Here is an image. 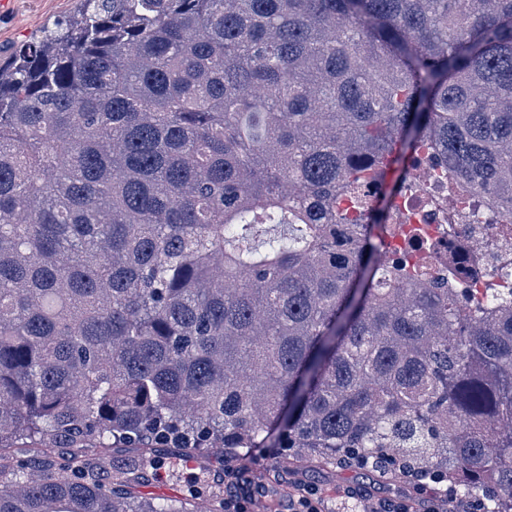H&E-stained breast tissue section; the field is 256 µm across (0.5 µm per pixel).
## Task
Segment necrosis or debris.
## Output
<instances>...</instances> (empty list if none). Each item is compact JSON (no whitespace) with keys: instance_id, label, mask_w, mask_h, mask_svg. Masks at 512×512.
<instances>
[{"instance_id":"4bbe7bcc","label":"necrosis or debris","mask_w":512,"mask_h":512,"mask_svg":"<svg viewBox=\"0 0 512 512\" xmlns=\"http://www.w3.org/2000/svg\"><path fill=\"white\" fill-rule=\"evenodd\" d=\"M417 159L429 177L412 170L368 188L371 210L379 201L387 203L385 226L375 231L380 260L410 270L425 253L435 275L452 278L454 287L471 288L481 296L490 288L512 291V267L500 260L503 252L512 251V235L502 233L498 215L474 205L469 190L449 195L450 172L435 149L423 146ZM371 210L362 223H372ZM392 224L403 225L404 234L386 233Z\"/></svg>"}]
</instances>
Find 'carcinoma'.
Wrapping results in <instances>:
<instances>
[{
    "label": "carcinoma",
    "mask_w": 512,
    "mask_h": 512,
    "mask_svg": "<svg viewBox=\"0 0 512 512\" xmlns=\"http://www.w3.org/2000/svg\"><path fill=\"white\" fill-rule=\"evenodd\" d=\"M78 2L0 67V512H224L113 445L278 428L512 512V292L385 266L341 207L430 144L512 222V0Z\"/></svg>",
    "instance_id": "cac0c4a2"
}]
</instances>
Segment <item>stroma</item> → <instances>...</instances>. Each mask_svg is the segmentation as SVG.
<instances>
[{"instance_id": "35a3bbf8", "label": "stroma", "mask_w": 512, "mask_h": 512, "mask_svg": "<svg viewBox=\"0 0 512 512\" xmlns=\"http://www.w3.org/2000/svg\"><path fill=\"white\" fill-rule=\"evenodd\" d=\"M77 7V0H12L9 10L0 12V64L19 45L42 36ZM160 454L164 463L150 469L137 489L139 496L180 498L188 481L194 480L219 490L234 485L238 496L246 498L248 512H286L289 500L304 489L309 490L318 512H377L387 502L407 512H448L442 485L414 486L359 469L292 464L280 448L255 449L242 466L217 452L205 460L184 456L178 448H164Z\"/></svg>"}]
</instances>
